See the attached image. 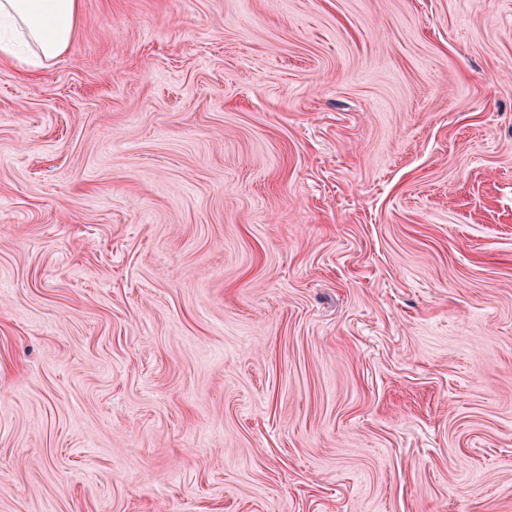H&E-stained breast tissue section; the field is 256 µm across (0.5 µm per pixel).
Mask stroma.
<instances>
[{"label":"stroma","mask_w":512,"mask_h":512,"mask_svg":"<svg viewBox=\"0 0 512 512\" xmlns=\"http://www.w3.org/2000/svg\"><path fill=\"white\" fill-rule=\"evenodd\" d=\"M0 512H512V0L0 57Z\"/></svg>","instance_id":"stroma-1"}]
</instances>
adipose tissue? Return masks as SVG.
<instances>
[{
    "instance_id": "obj_1",
    "label": "adipose tissue",
    "mask_w": 512,
    "mask_h": 512,
    "mask_svg": "<svg viewBox=\"0 0 512 512\" xmlns=\"http://www.w3.org/2000/svg\"><path fill=\"white\" fill-rule=\"evenodd\" d=\"M80 0H0V57L40 71L70 46Z\"/></svg>"
}]
</instances>
